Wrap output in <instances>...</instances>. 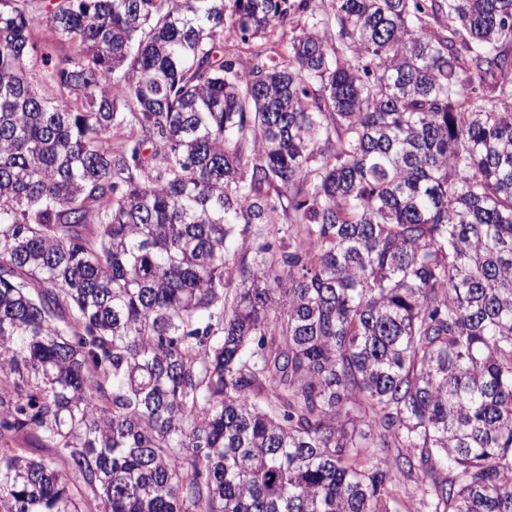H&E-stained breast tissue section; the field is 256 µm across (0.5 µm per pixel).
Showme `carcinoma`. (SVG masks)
<instances>
[{
    "label": "carcinoma",
    "instance_id": "cac0c4a2",
    "mask_svg": "<svg viewBox=\"0 0 512 512\" xmlns=\"http://www.w3.org/2000/svg\"><path fill=\"white\" fill-rule=\"evenodd\" d=\"M393 467L512 512V0H0V512H401ZM272 241L265 224H240L236 230V259L245 257L251 262L259 244Z\"/></svg>",
    "mask_w": 512,
    "mask_h": 512
}]
</instances>
